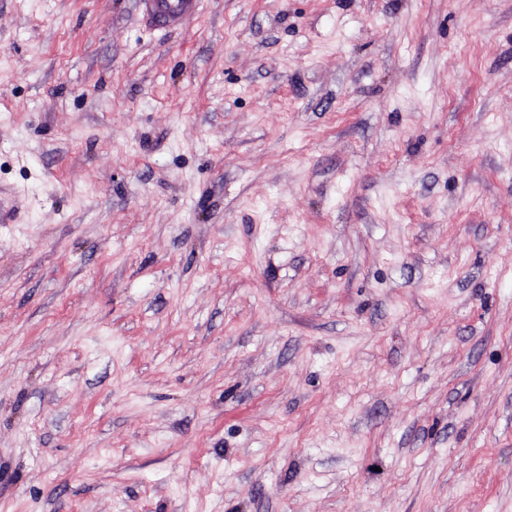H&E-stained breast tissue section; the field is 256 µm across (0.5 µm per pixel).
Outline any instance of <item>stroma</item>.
<instances>
[{
	"label": "stroma",
	"instance_id": "35a3bbf8",
	"mask_svg": "<svg viewBox=\"0 0 512 512\" xmlns=\"http://www.w3.org/2000/svg\"><path fill=\"white\" fill-rule=\"evenodd\" d=\"M0 512H512V0H0ZM145 25L153 30L180 27L195 17L202 0H137Z\"/></svg>",
	"mask_w": 512,
	"mask_h": 512
}]
</instances>
